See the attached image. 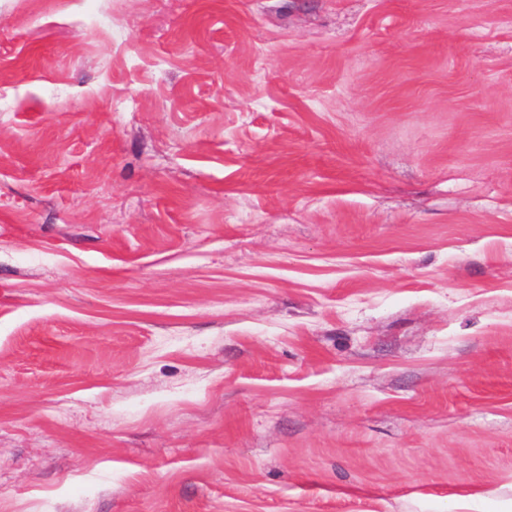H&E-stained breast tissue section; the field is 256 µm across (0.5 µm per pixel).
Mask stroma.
Listing matches in <instances>:
<instances>
[{
	"instance_id": "35a3bbf8",
	"label": "stroma",
	"mask_w": 512,
	"mask_h": 512,
	"mask_svg": "<svg viewBox=\"0 0 512 512\" xmlns=\"http://www.w3.org/2000/svg\"><path fill=\"white\" fill-rule=\"evenodd\" d=\"M0 512H512V0H0Z\"/></svg>"
}]
</instances>
